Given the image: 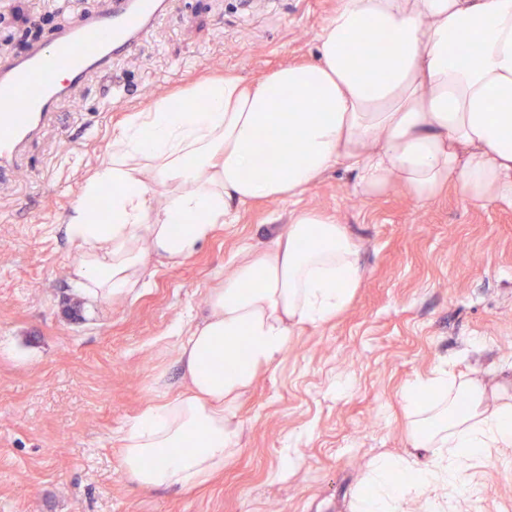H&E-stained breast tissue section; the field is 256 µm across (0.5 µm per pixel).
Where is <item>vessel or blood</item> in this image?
Here are the masks:
<instances>
[{
	"label": "vessel or blood",
	"mask_w": 512,
	"mask_h": 512,
	"mask_svg": "<svg viewBox=\"0 0 512 512\" xmlns=\"http://www.w3.org/2000/svg\"><path fill=\"white\" fill-rule=\"evenodd\" d=\"M168 0H106L97 14L70 22L47 45L0 62V169L15 165L27 143L88 77L112 78L164 17ZM56 80H49V73Z\"/></svg>",
	"instance_id": "vessel-or-blood-1"
}]
</instances>
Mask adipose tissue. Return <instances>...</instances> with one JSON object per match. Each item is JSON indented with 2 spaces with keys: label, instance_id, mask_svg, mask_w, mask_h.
Instances as JSON below:
<instances>
[{
  "label": "adipose tissue",
  "instance_id": "ef3b65f1",
  "mask_svg": "<svg viewBox=\"0 0 512 512\" xmlns=\"http://www.w3.org/2000/svg\"><path fill=\"white\" fill-rule=\"evenodd\" d=\"M376 37L377 52L357 48ZM188 112L162 100L112 130L107 160L83 181L65 233L75 287L95 300L144 287L152 261L190 257L255 200H291L271 246L245 251L178 344L185 389L125 432L120 465L144 491L201 485L241 436L238 400L277 367L297 329L344 308L363 279L346 225L302 207L335 170L361 200L398 189L418 203L455 185L470 204L512 209V0H337L315 62L260 80L208 76ZM108 199H101L103 188ZM412 453L385 455L357 512H409L424 491L446 498L463 465L512 448V401L440 369L405 395Z\"/></svg>",
  "mask_w": 512,
  "mask_h": 512
}]
</instances>
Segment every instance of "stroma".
<instances>
[{
	"mask_svg": "<svg viewBox=\"0 0 512 512\" xmlns=\"http://www.w3.org/2000/svg\"><path fill=\"white\" fill-rule=\"evenodd\" d=\"M103 0H0V55L48 42ZM337 0H170L169 14L114 61L119 96L79 85L16 165L0 172V512H353L382 454L409 448L408 386L446 367L512 390V210L476 207L455 187L418 204L365 202L331 173L306 207L347 225L364 279L329 321L297 331L242 398L240 449L209 484L140 490L119 437L176 394V334L207 312L244 246L265 248L287 202L242 207L192 256L156 265L147 287L89 302L70 282L64 224L114 126L206 76L249 80L316 58ZM456 512H512V451L470 462Z\"/></svg>",
	"mask_w": 512,
	"mask_h": 512,
	"instance_id": "obj_1",
	"label": "stroma"
}]
</instances>
